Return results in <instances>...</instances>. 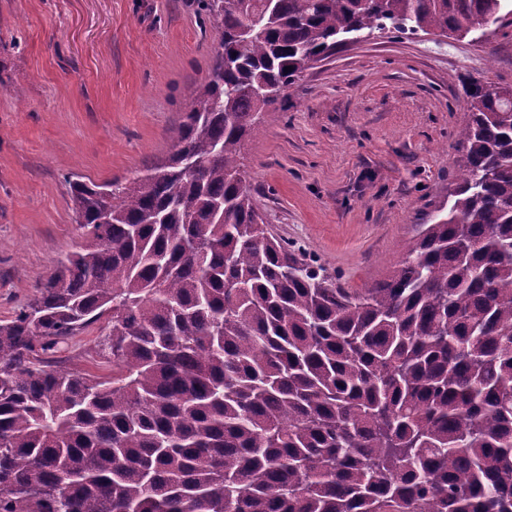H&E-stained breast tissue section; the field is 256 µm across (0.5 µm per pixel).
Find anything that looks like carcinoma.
<instances>
[{"mask_svg": "<svg viewBox=\"0 0 512 512\" xmlns=\"http://www.w3.org/2000/svg\"><path fill=\"white\" fill-rule=\"evenodd\" d=\"M507 2L201 0L212 64L169 156L68 180L85 243L0 320V512H512L503 86L467 91L448 207L371 288L269 235L239 165L350 36H464ZM103 317L112 377L46 358Z\"/></svg>", "mask_w": 512, "mask_h": 512, "instance_id": "carcinoma-1", "label": "carcinoma"}]
</instances>
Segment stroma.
Here are the masks:
<instances>
[{"label":"stroma","instance_id":"1","mask_svg":"<svg viewBox=\"0 0 512 512\" xmlns=\"http://www.w3.org/2000/svg\"><path fill=\"white\" fill-rule=\"evenodd\" d=\"M214 37L197 0H0V320L83 242L67 178L125 183L167 157ZM486 76L512 86V26L337 46L244 143L269 231L344 287L386 279L446 199ZM104 335L94 323L55 358L111 374Z\"/></svg>","mask_w":512,"mask_h":512}]
</instances>
